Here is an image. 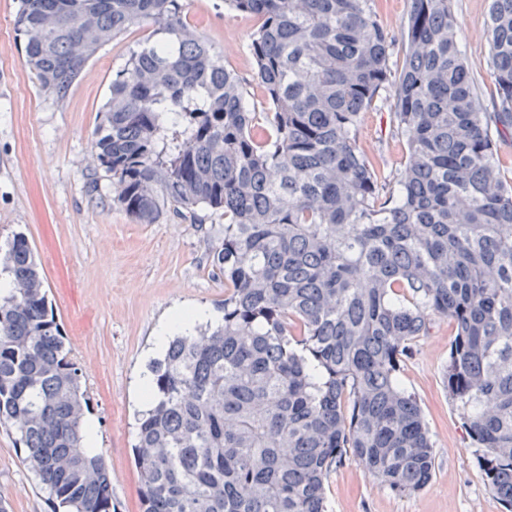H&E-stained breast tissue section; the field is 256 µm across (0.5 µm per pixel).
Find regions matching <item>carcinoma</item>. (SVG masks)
Instances as JSON below:
<instances>
[{
	"label": "carcinoma",
	"mask_w": 512,
	"mask_h": 512,
	"mask_svg": "<svg viewBox=\"0 0 512 512\" xmlns=\"http://www.w3.org/2000/svg\"><path fill=\"white\" fill-rule=\"evenodd\" d=\"M23 0L16 28L40 90L82 70L79 13L100 41L154 27L112 78L96 158L122 209L224 211L214 255L224 318L173 337L138 419L142 512H326L332 466L389 491L424 488L433 444L401 370L433 317L455 330L444 383L499 500L512 506V0H489L491 107L460 48L452 0H407L403 63L375 0H224L252 16L265 111L197 36L180 0ZM394 88L407 145L385 183L359 146ZM0 424L68 512H112L104 459L82 446L85 395L21 234L0 253Z\"/></svg>",
	"instance_id": "obj_1"
}]
</instances>
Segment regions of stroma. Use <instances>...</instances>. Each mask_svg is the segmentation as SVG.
<instances>
[{"mask_svg":"<svg viewBox=\"0 0 512 512\" xmlns=\"http://www.w3.org/2000/svg\"><path fill=\"white\" fill-rule=\"evenodd\" d=\"M181 5L188 24L239 75L256 108L264 109L249 49L254 19L226 12L224 0ZM453 5L469 69L483 100H490L489 2ZM20 8L21 0H0V244L17 233L28 239L87 395L86 414L95 421L112 479V512H141L134 460L141 412L137 379L150 368L146 351L173 307L221 311L224 274L213 255L224 238V214L168 205L154 223H137L117 204L111 177L94 160L95 129L112 76L152 26H134L106 42L59 99L39 90L27 66L24 38L15 26ZM358 139L382 174L402 169L407 146L393 130L390 103L365 112ZM453 340L447 319H433L401 376L429 427L432 480L418 493L397 495L349 460L327 475L328 512H506L444 387ZM24 456L14 430L0 426V500L8 512H55Z\"/></svg>","mask_w":512,"mask_h":512,"instance_id":"1","label":"stroma"}]
</instances>
